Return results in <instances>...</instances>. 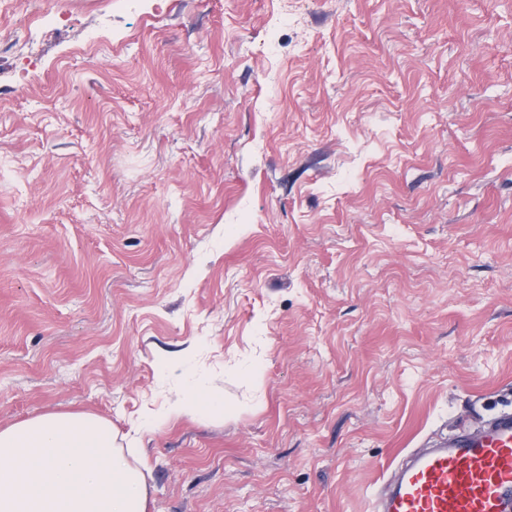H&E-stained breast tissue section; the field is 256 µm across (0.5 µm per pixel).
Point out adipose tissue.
<instances>
[{"label":"adipose tissue","mask_w":512,"mask_h":512,"mask_svg":"<svg viewBox=\"0 0 512 512\" xmlns=\"http://www.w3.org/2000/svg\"><path fill=\"white\" fill-rule=\"evenodd\" d=\"M151 427L184 416L224 414L189 367ZM148 486L116 444L111 423L84 412H48L0 429V512H146Z\"/></svg>","instance_id":"ef3b65f1"}]
</instances>
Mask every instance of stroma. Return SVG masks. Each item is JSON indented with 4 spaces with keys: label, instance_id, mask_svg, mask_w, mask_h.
<instances>
[{
    "label": "stroma",
    "instance_id": "1",
    "mask_svg": "<svg viewBox=\"0 0 512 512\" xmlns=\"http://www.w3.org/2000/svg\"><path fill=\"white\" fill-rule=\"evenodd\" d=\"M296 6H0V428L111 421L147 512H369L512 410V0ZM187 348L223 417L141 427Z\"/></svg>",
    "mask_w": 512,
    "mask_h": 512
}]
</instances>
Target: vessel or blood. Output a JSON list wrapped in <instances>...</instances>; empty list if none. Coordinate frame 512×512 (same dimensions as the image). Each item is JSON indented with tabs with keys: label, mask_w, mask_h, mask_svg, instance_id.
<instances>
[{
	"label": "vessel or blood",
	"mask_w": 512,
	"mask_h": 512,
	"mask_svg": "<svg viewBox=\"0 0 512 512\" xmlns=\"http://www.w3.org/2000/svg\"><path fill=\"white\" fill-rule=\"evenodd\" d=\"M375 512H512V412L412 455L381 490Z\"/></svg>",
	"instance_id": "vessel-or-blood-1"
}]
</instances>
